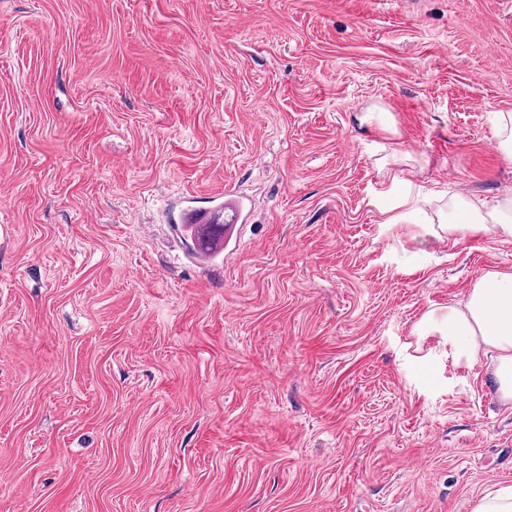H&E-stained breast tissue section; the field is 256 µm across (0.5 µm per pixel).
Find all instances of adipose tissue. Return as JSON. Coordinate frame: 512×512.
Returning a JSON list of instances; mask_svg holds the SVG:
<instances>
[{
	"mask_svg": "<svg viewBox=\"0 0 512 512\" xmlns=\"http://www.w3.org/2000/svg\"><path fill=\"white\" fill-rule=\"evenodd\" d=\"M432 199L410 195L399 204L398 214L387 216L390 224H445L449 234L494 231L512 238V198L499 202L489 213L465 197H457L451 212L429 217ZM435 328L449 346L453 361L468 367L487 364L497 399L512 405V272L494 271L479 278L461 300L449 304L437 317Z\"/></svg>",
	"mask_w": 512,
	"mask_h": 512,
	"instance_id": "adipose-tissue-1",
	"label": "adipose tissue"
}]
</instances>
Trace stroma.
Listing matches in <instances>:
<instances>
[{
	"instance_id": "1",
	"label": "stroma",
	"mask_w": 512,
	"mask_h": 512,
	"mask_svg": "<svg viewBox=\"0 0 512 512\" xmlns=\"http://www.w3.org/2000/svg\"><path fill=\"white\" fill-rule=\"evenodd\" d=\"M508 112L512 0H0V512L512 487V406L431 323L512 238L382 215L512 196ZM228 184L200 262L174 219ZM220 199L219 205L224 206V211L231 216L232 222L238 224L243 221L246 206L243 197L231 188H224L217 196ZM432 199L429 195L417 194L405 197L397 206L402 212L389 215L385 218L387 224H424L428 229L434 224V219L429 217L424 206L430 205Z\"/></svg>"
}]
</instances>
